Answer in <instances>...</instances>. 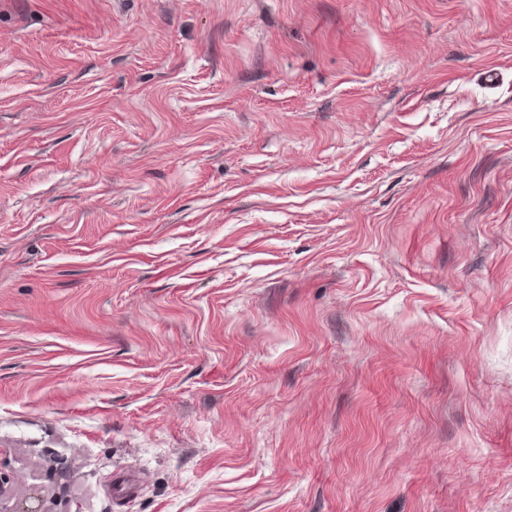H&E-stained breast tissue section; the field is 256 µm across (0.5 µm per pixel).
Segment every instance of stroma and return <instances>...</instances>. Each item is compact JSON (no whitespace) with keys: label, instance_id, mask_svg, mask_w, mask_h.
<instances>
[{"label":"stroma","instance_id":"1","mask_svg":"<svg viewBox=\"0 0 512 512\" xmlns=\"http://www.w3.org/2000/svg\"><path fill=\"white\" fill-rule=\"evenodd\" d=\"M0 468L512 512V0H0Z\"/></svg>","mask_w":512,"mask_h":512}]
</instances>
